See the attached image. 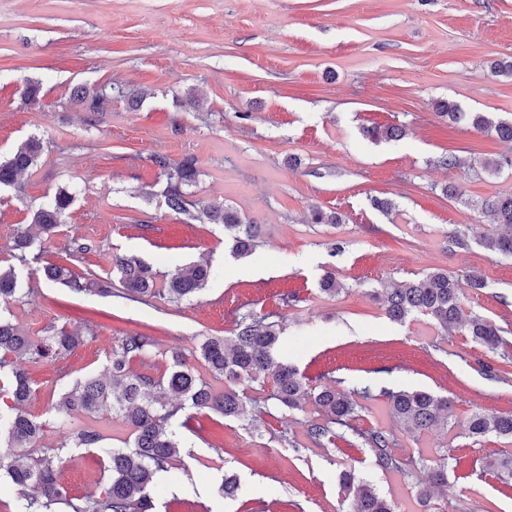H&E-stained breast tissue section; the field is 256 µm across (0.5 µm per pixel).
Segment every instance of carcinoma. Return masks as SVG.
Returning <instances> with one entry per match:
<instances>
[{
	"instance_id": "obj_1",
	"label": "carcinoma",
	"mask_w": 512,
	"mask_h": 512,
	"mask_svg": "<svg viewBox=\"0 0 512 512\" xmlns=\"http://www.w3.org/2000/svg\"><path fill=\"white\" fill-rule=\"evenodd\" d=\"M125 96L120 85H105L96 92L76 95L84 111L98 114L108 111L105 104ZM441 114L454 123L465 122L472 129L493 131L498 138L512 141V121L490 120L483 112H463L452 103L440 106ZM372 139L398 140L405 131L397 126L367 130ZM43 153L42 140L29 137L15 152L0 158V189L17 186V175L37 166ZM153 162L166 178L168 207L186 216L190 221L204 219L209 224H220L232 242L231 251L237 256L248 255L259 246L261 228L244 223L237 212L211 205L197 211L196 203L187 200L186 189L193 186L198 170L195 160L186 158L174 164L164 156ZM73 196L60 188L54 197L33 211L31 223L46 236L62 226V217L70 207ZM481 212L490 218L485 232L478 239L488 253L512 255V193L475 202ZM13 257L30 273H40L46 280L60 283L77 293L99 290L102 284L94 278L78 276L64 264H42L40 252L34 247L29 229L16 228ZM112 273L118 277L124 295L147 302L163 297L178 304L196 296L212 274L208 264H192L178 269L162 285H157L152 268L135 256H116L112 259ZM18 274L14 267L0 269V303L9 304L19 299ZM392 321L403 323L418 315L435 321L446 334L461 331L471 341L493 353L512 359L506 334L508 328L475 312L464 303L461 283L442 270H434L415 280L404 281L393 288L375 293ZM282 329L276 320H269L252 312L235 318L230 339L208 337L199 346V357L214 378L224 379V389L216 391L211 384L196 374L189 358L182 353L172 355L173 366L167 377L154 379L145 374H134L129 363L142 358L155 348L154 337L142 333L121 336L110 348L106 370L75 380L59 397L57 414L66 420L76 414L96 419H119L133 430V444L127 448H112L95 427L76 431L72 441L77 448L96 450L107 463L108 481L101 491L83 497L71 494L58 480L54 455L48 451L33 457L20 450L32 448L43 432L44 423L20 410L31 393V381L18 363L27 360L39 362L57 359L84 343L85 337L74 335L64 328H49L47 335L32 337L22 333L9 319L0 315V374L1 387L13 401L14 414L0 415V470L18 487H32L34 493L20 496L10 512H56L64 505L69 512H153L155 509L156 475L172 468L182 440L171 420L190 404L197 409H208L224 418H238L244 413V389L270 379L273 383L271 399L278 405L297 409L309 400L319 418L308 421L305 436L317 448L332 442L335 429L352 432L350 445L367 451L372 464L387 473L408 475L417 460L396 452L392 433L377 427L362 429L358 420L363 406L356 397L369 398L370 391L341 389L336 385L310 383L296 367L279 361L274 352ZM390 412L400 428L409 435H419L439 426L442 420L453 417V402L424 390H385ZM467 435L475 442L488 436L512 441V413L478 410L465 420ZM439 457L429 467V483L419 491V497L428 501L433 496L448 499V450L438 451ZM487 472L507 484L512 480V453L489 456L484 461ZM339 493L351 501L352 512H393V506L381 497L374 485L350 468L338 474Z\"/></svg>"
}]
</instances>
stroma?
<instances>
[{
    "label": "stroma",
    "mask_w": 512,
    "mask_h": 512,
    "mask_svg": "<svg viewBox=\"0 0 512 512\" xmlns=\"http://www.w3.org/2000/svg\"><path fill=\"white\" fill-rule=\"evenodd\" d=\"M499 61L512 62V0H0V156L32 135L44 142L20 192L0 193V266L14 263L15 228L65 188L74 201L42 244L44 262L103 280L116 254L139 256L162 278L198 261L214 271L198 297L174 305L122 298L117 282L75 294L19 269L29 294L7 316L24 333L63 325L97 335L64 357L23 365L33 389L24 410L45 423L35 449L52 450L71 494L98 493L107 475L94 449L71 445L88 417L57 423L64 387L103 373L115 339L133 332L153 336L157 352L131 361V371L166 376L172 353L231 336L235 315L251 310L280 316L278 356L314 383L369 388L360 426L394 432L407 456L449 449L451 512H467L474 488L493 512H512V491L501 494L483 468L506 441L475 443L464 429L471 412H512V380L479 368L497 356L425 317L391 322L371 298L436 269L475 273L486 286L466 289L467 305L512 321V257L478 245L485 218L465 204L512 192V143L449 123L438 109L450 101L511 120L512 77L493 72ZM109 83L129 96L106 112L89 115L72 96ZM32 84L34 102L25 98ZM386 125L405 136L365 134ZM451 154L452 169L442 163ZM156 155L194 158L193 200L263 225L260 246L233 256L223 226L174 213ZM489 159L502 160L499 173L484 170ZM451 182L462 197L445 194ZM377 198L391 211L375 208ZM316 208L341 223H312ZM452 231L463 245L449 242ZM80 237L94 250L69 257ZM327 272L345 287L338 296L318 290ZM286 291L297 297L287 307ZM404 388L451 397L448 426L416 437L398 430L381 392ZM272 389L251 390L238 420L195 409L173 419L184 446L158 483L155 512H350L336 482L347 465L397 512H424L426 469L409 478L382 472L341 438L313 447L305 430L314 406L279 408ZM227 473L239 478L232 500L219 491Z\"/></svg>",
    "instance_id": "stroma-1"
}]
</instances>
